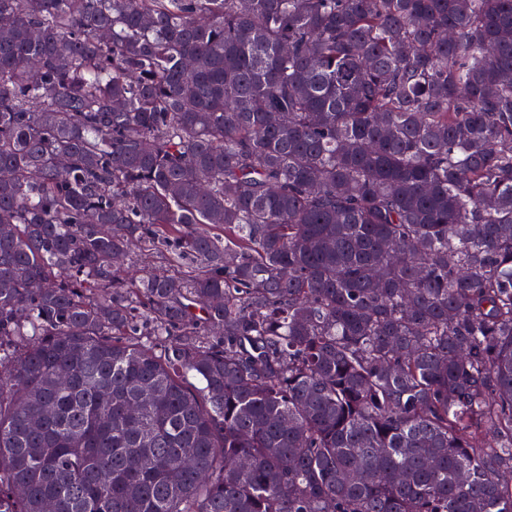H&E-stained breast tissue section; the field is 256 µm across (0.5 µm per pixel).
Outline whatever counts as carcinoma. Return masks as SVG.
I'll return each instance as SVG.
<instances>
[{
	"mask_svg": "<svg viewBox=\"0 0 512 512\" xmlns=\"http://www.w3.org/2000/svg\"><path fill=\"white\" fill-rule=\"evenodd\" d=\"M3 362L0 512H512V0H0Z\"/></svg>",
	"mask_w": 512,
	"mask_h": 512,
	"instance_id": "1",
	"label": "carcinoma"
}]
</instances>
